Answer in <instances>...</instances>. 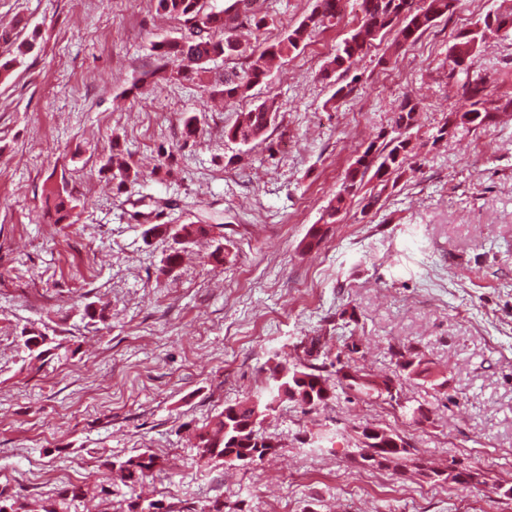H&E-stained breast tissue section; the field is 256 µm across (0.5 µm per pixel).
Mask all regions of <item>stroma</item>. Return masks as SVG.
<instances>
[{"mask_svg": "<svg viewBox=\"0 0 512 512\" xmlns=\"http://www.w3.org/2000/svg\"><path fill=\"white\" fill-rule=\"evenodd\" d=\"M259 3L267 29L239 20L246 53L215 60L214 72L245 69L314 0ZM491 11L512 13V0H460L393 61L391 35L376 39L338 99L321 71L360 22L351 2L228 104L208 83L155 74L152 45L179 24L152 0H0L10 33L0 57L33 45L0 82V492L55 501L71 485L108 484L110 502L141 496L172 512L217 496L237 512H512L497 494L512 483V117L432 140L463 105L448 51ZM473 66L490 76L491 97L512 96V38H490ZM407 99L420 115L405 174L383 189L365 180L304 250L348 165L391 134ZM265 100L278 106L266 139L229 141L239 112ZM115 153L137 181L113 179ZM52 186L71 197L67 223L44 212ZM152 224L212 225L223 268L204 242L166 272L171 242L144 238ZM89 305L105 321H90ZM24 329L55 336L58 349L30 360ZM314 336L334 354L357 342L376 376L393 374L391 348H417L429 373L403 393L428 420L342 392L315 409L287 401L261 425L276 455L247 469L203 464L197 433L267 386L271 358L302 354ZM366 425L404 436L424 465L458 461L487 483L364 466L354 430ZM145 452L152 473L112 481L113 462Z\"/></svg>", "mask_w": 512, "mask_h": 512, "instance_id": "1", "label": "stroma"}]
</instances>
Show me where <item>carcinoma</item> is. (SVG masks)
Segmentation results:
<instances>
[{"mask_svg": "<svg viewBox=\"0 0 512 512\" xmlns=\"http://www.w3.org/2000/svg\"><path fill=\"white\" fill-rule=\"evenodd\" d=\"M346 0H315L311 13L296 27L283 36L265 43L264 47L251 55L248 67L239 72L224 71V76L212 84V93L224 97L225 101H236L248 96L251 88L262 82L276 59H286L299 53L315 31L325 28L341 18ZM459 0H424L423 6L404 17H399L402 0H356L361 12V24L355 28L342 47L331 57L325 67L324 76L346 75L355 59L378 37L387 33L394 35V51L413 44L419 36L429 30L435 22L456 10ZM155 10L179 21L184 33L170 40L155 44L158 74L162 77L178 75L203 80L210 73L209 64L217 57L231 60L244 52L236 37V20L245 13L256 29L267 27L266 15L256 7L255 0H233L220 11H207L202 0H155ZM496 25H491L488 16L477 20L474 28L460 32L448 54L453 61L457 54L473 57L481 45L491 36L509 33L512 17L499 14ZM465 75L462 84L464 106L458 113L459 123L475 128L483 127L499 112L512 111V97L497 100L488 98L490 77L468 68L460 70ZM418 103L407 100L396 114L393 136L377 146L366 147L349 165L342 184L327 210L329 223L336 222V215L344 208L352 194L346 192V184L361 187L366 176L377 180L385 187L392 177L402 175L410 144L409 131L416 122ZM276 109L265 102L238 114L235 123L225 130V135L241 144H249L263 138L268 122ZM47 199L53 202L56 222L62 223L70 216L69 197L64 191L53 189ZM211 224H183L174 230V240L184 244L211 234ZM24 346L35 358L50 354L54 338L42 332H21ZM347 360L336 359L329 363H295L287 366L275 364L271 369V383L256 396L224 407L213 426L198 435L197 448L200 458L208 465L224 464L237 468L241 462L226 460L224 456H250L261 462L275 451L277 444L257 429L260 418L265 417L283 401H295L315 408L335 396L329 378L336 379V387L344 392L367 394L371 391L393 408L415 422L427 418L425 410L409 407L401 393L402 382L409 381L426 372L423 355L415 348L391 351L395 359V376L378 379L361 368L354 355L360 353L355 343L348 348ZM359 457L368 466L405 469L414 463L411 445L400 434L377 426H365L356 431ZM156 464L155 456L142 453L113 463L117 476L126 483H136L146 476ZM417 471L435 481L461 485L485 483L484 474L474 467H463L455 475L448 469ZM224 499L215 497L204 503L194 504L184 512H225ZM57 512L53 506L29 501L19 496H5L0 492V512ZM126 512H169L159 500H143L139 497L127 503Z\"/></svg>", "mask_w": 512, "mask_h": 512, "instance_id": "carcinoma-1", "label": "carcinoma"}]
</instances>
